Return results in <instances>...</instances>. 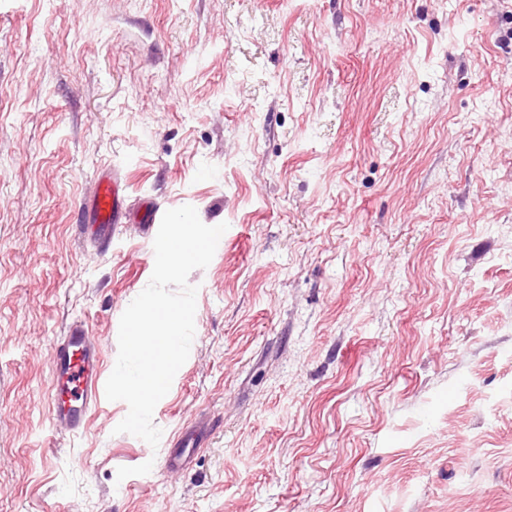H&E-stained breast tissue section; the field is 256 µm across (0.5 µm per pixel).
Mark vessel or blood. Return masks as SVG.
<instances>
[{"instance_id": "1", "label": "vessel or blood", "mask_w": 512, "mask_h": 512, "mask_svg": "<svg viewBox=\"0 0 512 512\" xmlns=\"http://www.w3.org/2000/svg\"><path fill=\"white\" fill-rule=\"evenodd\" d=\"M116 177L98 176L90 201L92 234L99 244H108L117 225L126 223L128 215L120 196ZM54 383L50 395L53 426L71 430L82 427L96 406L100 388V358L84 324L70 327L66 336L52 347Z\"/></svg>"}]
</instances>
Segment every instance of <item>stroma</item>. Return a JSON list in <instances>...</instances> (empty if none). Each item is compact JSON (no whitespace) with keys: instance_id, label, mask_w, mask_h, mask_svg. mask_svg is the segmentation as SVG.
Segmentation results:
<instances>
[{"instance_id":"stroma-1","label":"stroma","mask_w":512,"mask_h":512,"mask_svg":"<svg viewBox=\"0 0 512 512\" xmlns=\"http://www.w3.org/2000/svg\"><path fill=\"white\" fill-rule=\"evenodd\" d=\"M146 202L228 225L155 447L48 408ZM0 512H512V0H0ZM119 180L112 175H100L94 182V192L90 201L94 239L105 246L112 239L117 224H125L128 219L120 196Z\"/></svg>"}]
</instances>
